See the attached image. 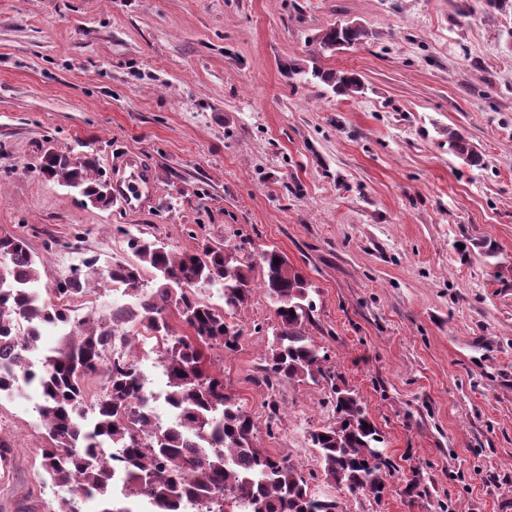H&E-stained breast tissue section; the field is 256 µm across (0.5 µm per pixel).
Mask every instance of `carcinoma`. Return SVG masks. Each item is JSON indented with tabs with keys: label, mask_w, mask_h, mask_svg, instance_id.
Returning a JSON list of instances; mask_svg holds the SVG:
<instances>
[{
	"label": "carcinoma",
	"mask_w": 512,
	"mask_h": 512,
	"mask_svg": "<svg viewBox=\"0 0 512 512\" xmlns=\"http://www.w3.org/2000/svg\"><path fill=\"white\" fill-rule=\"evenodd\" d=\"M366 36L360 25L338 23L322 34L319 44L335 51ZM311 76L337 95L364 90L354 72L315 67ZM448 150L471 165L480 161L459 132L448 131ZM95 168L93 159L77 161L67 149L49 148L39 173L107 208L111 193L106 181L90 176ZM121 233L134 260L101 266L99 258L87 257L50 289L69 298L104 282L123 289L130 302L112 307L111 317L98 320L79 319L72 310L51 304L38 288L43 259L25 237L0 236V348L12 351L0 363V395L11 396L23 387L40 393L38 414L51 442L41 449V467L62 491L49 512H82L89 500L99 501L98 512H132L112 498V466L104 457L108 448L125 449L123 496L147 499L149 512H179L188 498L214 501L221 496L222 512H339L336 497L312 488L289 457L257 444L253 417L226 392L224 377L206 364L205 346L218 345L228 353L239 348L240 331L228 319L245 310L252 298L255 263L234 247L205 240L177 252L142 232ZM258 264L276 316L261 377L270 391V432L279 418L275 395L283 383L318 386L330 374L322 366L326 356L306 331L314 312V288L274 249L261 252ZM211 289L222 303L202 299ZM173 314L190 334L172 331ZM43 324L64 329V335L32 371L27 355L38 349ZM138 325L163 340L166 400L181 412L180 425L163 433L153 431L146 411L132 407L143 402L138 369L121 357L106 358L110 345L132 339ZM99 372L105 392L92 398L87 379ZM330 403L336 421L308 431L325 483L352 495L378 496L387 490L390 470L387 461L372 458L382 443L375 423L350 390L332 389Z\"/></svg>",
	"instance_id": "cac0c4a2"
}]
</instances>
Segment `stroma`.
I'll use <instances>...</instances> for the list:
<instances>
[{"mask_svg":"<svg viewBox=\"0 0 512 512\" xmlns=\"http://www.w3.org/2000/svg\"><path fill=\"white\" fill-rule=\"evenodd\" d=\"M361 44L321 49L337 20ZM356 73L335 95L291 69ZM482 158L448 150L449 129ZM50 147L139 155L157 203L99 209L45 180ZM275 248L314 287L307 326L332 382L258 384L274 323L256 290L240 347L205 348L261 447L312 485L309 430L355 391L394 471L341 512H512V0H0V235L25 236L52 287L83 257L131 259L124 230ZM26 388L0 399V512H47L48 434Z\"/></svg>","mask_w":512,"mask_h":512,"instance_id":"35a3bbf8","label":"stroma"}]
</instances>
